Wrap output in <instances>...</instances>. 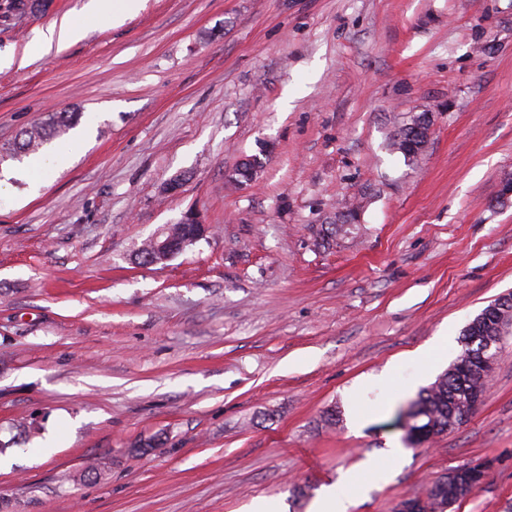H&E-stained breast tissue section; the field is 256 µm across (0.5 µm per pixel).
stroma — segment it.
<instances>
[{
    "instance_id": "1",
    "label": "stroma",
    "mask_w": 512,
    "mask_h": 512,
    "mask_svg": "<svg viewBox=\"0 0 512 512\" xmlns=\"http://www.w3.org/2000/svg\"><path fill=\"white\" fill-rule=\"evenodd\" d=\"M85 3L0 20L31 56L0 69V145L48 112L86 132L39 195L0 183V512H311L331 487L394 512L479 462L453 512H512V332L463 425H390L512 293V0H141L117 27ZM66 16L86 36L38 51ZM422 112L410 165L388 139ZM189 211L207 239L138 264ZM340 224H328V227L323 229L322 227V240H327L331 237H335L338 235H346L352 233L353 230L357 229L359 217L357 208H351L346 211V213L341 214V218H339ZM151 244L154 246L156 252L162 254L169 251L173 247V230L170 224L160 227L150 238ZM146 243L137 254L139 262L143 265H152L154 259L161 261V257L154 255L152 246Z\"/></svg>"
}]
</instances>
